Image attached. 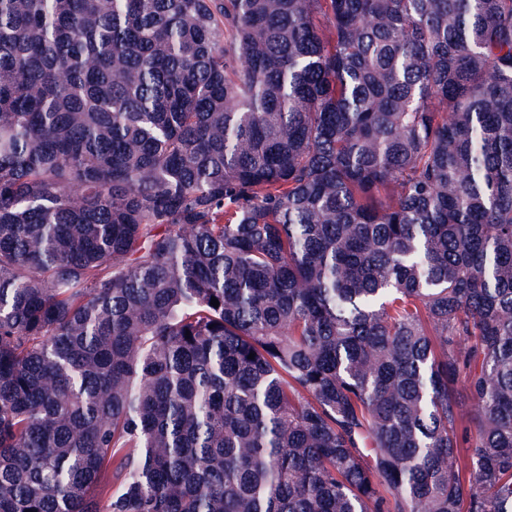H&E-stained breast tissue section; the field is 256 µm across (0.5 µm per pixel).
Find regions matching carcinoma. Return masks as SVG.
Masks as SVG:
<instances>
[{
    "label": "carcinoma",
    "instance_id": "obj_1",
    "mask_svg": "<svg viewBox=\"0 0 512 512\" xmlns=\"http://www.w3.org/2000/svg\"><path fill=\"white\" fill-rule=\"evenodd\" d=\"M28 509L512 512V0H0Z\"/></svg>",
    "mask_w": 512,
    "mask_h": 512
}]
</instances>
